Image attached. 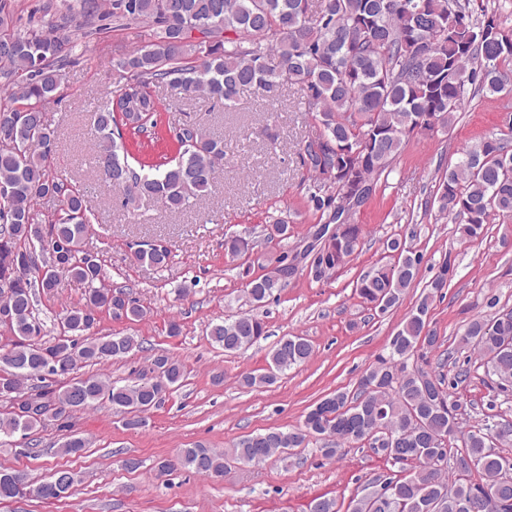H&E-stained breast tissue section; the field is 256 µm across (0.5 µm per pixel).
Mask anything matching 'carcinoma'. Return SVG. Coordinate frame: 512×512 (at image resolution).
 <instances>
[{"label": "carcinoma", "mask_w": 512, "mask_h": 512, "mask_svg": "<svg viewBox=\"0 0 512 512\" xmlns=\"http://www.w3.org/2000/svg\"><path fill=\"white\" fill-rule=\"evenodd\" d=\"M100 0L66 4L59 26L18 31L0 6V78L8 96L0 102V135L13 147L0 149V270L17 267L0 283V326L14 340L0 353V401L23 392L28 383L39 390L44 408L57 407L54 420L67 427L72 412L100 404L112 406L126 429L145 426L144 413L164 397L152 381L139 378L122 386L90 374L63 389L54 388L58 361L67 374L77 368L125 357L137 347L132 336H91L98 313L124 311L125 319L142 321L148 310L122 291L102 285L99 254L82 248L91 223L81 190L53 170L57 129L43 120L40 106L55 98L61 68L55 60L68 55L73 40L69 16L103 21L146 22L153 39L112 61L115 73L94 112V168L103 185L123 197L134 210L161 206L181 213L201 201L229 148L193 125L176 130L178 155L145 172L134 167L120 128L147 133L142 121L159 111L152 86L181 89L232 108L240 91L269 92L281 73L297 85L315 112L318 136L303 149V164L316 179L308 188L312 209L329 216L351 215L346 178L374 184L416 127L449 125L464 102L465 86L489 93L512 92V35L481 38L486 20L495 14L478 3L459 0ZM200 22L217 36L208 46L183 32ZM52 198L54 211L43 221L35 206ZM438 211L462 220V239L478 240L491 217H512V151L505 138L488 137L461 151L458 161L439 179ZM363 238L359 224L345 222L336 258H313L309 274L331 276L358 254ZM392 239L386 249L397 253L392 264L380 265L359 278L355 293L385 313L397 306L416 281L424 256ZM171 248L159 240L140 260L156 269L168 265ZM85 285L83 303L60 318L63 335L45 346L38 341L34 316L35 288L51 291L62 278ZM279 284L269 276L246 284L252 304L267 302ZM443 288L430 281L391 337L387 354L378 356L361 374L355 392L337 390L306 413L296 428L267 429L242 437L219 452L203 443L184 448L182 466L201 476L224 475L227 457L259 465L274 455L288 459L308 438L325 442L322 456L334 458L345 442L380 444L385 459L399 470L371 481L375 489L351 498L348 512H494L489 504L512 500V455L487 452L496 442H512V422L486 414L465 430L458 421L461 402L451 384L431 368L427 355L441 340L428 328L434 296ZM266 333L262 319L250 313L209 325L212 343L234 355ZM461 342L477 349L485 373L497 378L505 392L512 387V317L474 318ZM419 355L421 364L408 366ZM313 346L304 336L282 337L269 351L268 368L244 373L247 388L270 386L285 371L308 362ZM167 388L181 386L182 362L162 352L153 357ZM423 422L416 438L404 436L412 416ZM41 424L37 418L0 412V434L11 436ZM86 448L70 435L60 447L65 456ZM78 482L71 469L55 470L40 485V497L64 498Z\"/></svg>", "instance_id": "1"}]
</instances>
